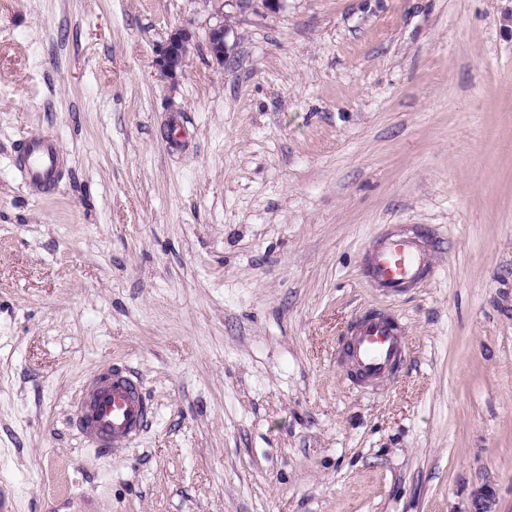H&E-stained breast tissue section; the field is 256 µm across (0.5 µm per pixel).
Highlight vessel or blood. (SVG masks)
<instances>
[{
	"label": "vessel or blood",
	"mask_w": 512,
	"mask_h": 512,
	"mask_svg": "<svg viewBox=\"0 0 512 512\" xmlns=\"http://www.w3.org/2000/svg\"><path fill=\"white\" fill-rule=\"evenodd\" d=\"M19 168L33 191L51 189L61 170L56 146L41 136L31 138L21 152ZM422 264L418 241L388 238L373 253L370 274L380 287L398 291L418 281ZM403 348L394 319L374 313L356 321L348 356L362 379L379 380L391 372ZM153 418V406L135 369L115 363L82 385L74 401L72 424L85 447L105 452L144 433Z\"/></svg>",
	"instance_id": "vessel-or-blood-1"
}]
</instances>
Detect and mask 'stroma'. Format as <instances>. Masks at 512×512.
<instances>
[{"label": "stroma", "instance_id": "obj_1", "mask_svg": "<svg viewBox=\"0 0 512 512\" xmlns=\"http://www.w3.org/2000/svg\"><path fill=\"white\" fill-rule=\"evenodd\" d=\"M512 0H0V492L11 512H512ZM195 40L156 77L171 31ZM55 138L30 192L15 150ZM426 238L422 280L364 273ZM406 366L349 386L362 311ZM139 372L115 452L70 424ZM222 21L215 24L207 33V46L218 65H224V60L230 57L229 38L234 34V25L230 15H224V2H235L240 11H276L280 8L281 0H211ZM154 418L138 373L114 363L85 381L74 401L72 424L82 443L97 451L117 450L145 432Z\"/></svg>", "mask_w": 512, "mask_h": 512}]
</instances>
